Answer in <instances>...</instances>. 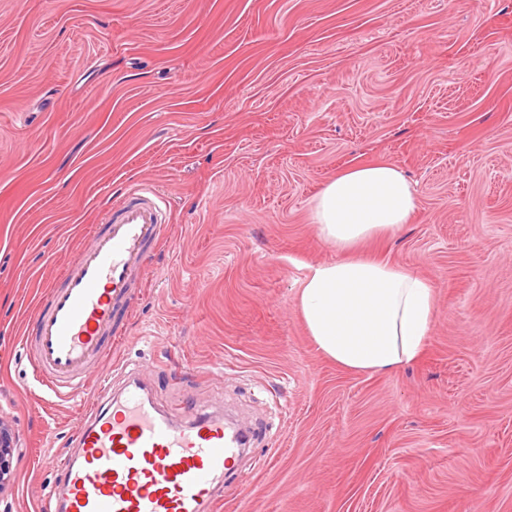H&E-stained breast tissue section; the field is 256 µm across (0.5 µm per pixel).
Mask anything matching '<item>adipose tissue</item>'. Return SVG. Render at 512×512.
Instances as JSON below:
<instances>
[{"instance_id":"1","label":"adipose tissue","mask_w":512,"mask_h":512,"mask_svg":"<svg viewBox=\"0 0 512 512\" xmlns=\"http://www.w3.org/2000/svg\"><path fill=\"white\" fill-rule=\"evenodd\" d=\"M419 200L397 166H352L314 196L311 220L340 259L309 267L298 306L322 354L355 372L383 373L418 360L437 313L433 284L390 261L358 254L366 240L396 233Z\"/></svg>"}]
</instances>
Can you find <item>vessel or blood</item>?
Listing matches in <instances>:
<instances>
[{"label":"vessel or blood","mask_w":512,"mask_h":512,"mask_svg":"<svg viewBox=\"0 0 512 512\" xmlns=\"http://www.w3.org/2000/svg\"><path fill=\"white\" fill-rule=\"evenodd\" d=\"M162 193L133 188L108 212L35 313L29 372L50 398L87 389V373L115 335L151 246L167 239ZM74 444L56 463L40 512H214L216 489L235 478L255 435L195 409L179 422L136 379L119 394L100 388Z\"/></svg>","instance_id":"obj_1"}]
</instances>
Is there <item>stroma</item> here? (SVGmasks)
<instances>
[{
	"label": "stroma",
	"instance_id": "obj_1",
	"mask_svg": "<svg viewBox=\"0 0 512 512\" xmlns=\"http://www.w3.org/2000/svg\"><path fill=\"white\" fill-rule=\"evenodd\" d=\"M387 162L419 208L363 253L430 280L421 357L350 372L297 305L335 261L336 171ZM141 184L171 234L80 400L25 339L49 281ZM261 435L220 512H512V0H0V422L37 512L100 382Z\"/></svg>",
	"mask_w": 512,
	"mask_h": 512
}]
</instances>
